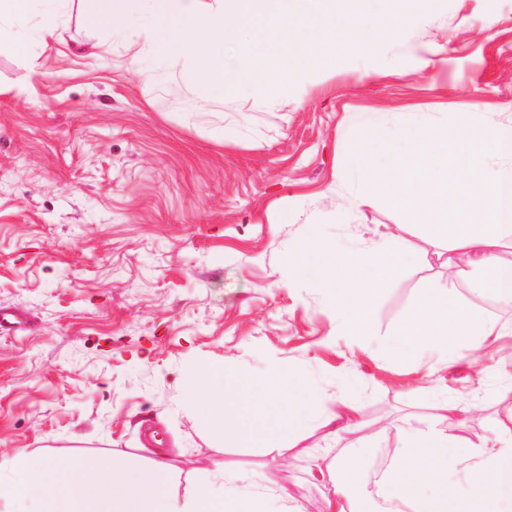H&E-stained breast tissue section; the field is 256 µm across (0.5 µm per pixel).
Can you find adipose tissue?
Returning a JSON list of instances; mask_svg holds the SVG:
<instances>
[{
  "label": "adipose tissue",
  "instance_id": "1",
  "mask_svg": "<svg viewBox=\"0 0 512 512\" xmlns=\"http://www.w3.org/2000/svg\"><path fill=\"white\" fill-rule=\"evenodd\" d=\"M70 0H0V33L13 35L17 54L28 52L26 35L18 22L36 10L57 18ZM440 0H386L380 25L386 35L398 37L403 26L419 15L433 13ZM395 138H384L369 123L348 132L351 166L370 191L358 195L357 206L382 196L429 228L435 239L463 252L473 272L492 274L493 292L504 305L512 304V262L500 250L512 246V165L489 170L488 154L512 158V123L478 126L472 113L457 114L451 123L430 124L412 116L398 118ZM381 144L387 166L372 163V146ZM467 178H459V170ZM401 254L393 238L347 255L327 248L321 236L298 243L288 253V267L296 273L312 270L313 281L335 310L339 330L361 345H371L373 301L395 272ZM497 317L479 313L471 304L453 299L447 290L421 288L411 310L394 332L393 352L402 356L416 347L448 351L449 362L465 361L485 374L481 354L507 333ZM301 385L283 367L274 366L250 383L228 374L223 365L193 368L187 377L186 398L202 420L214 429L233 425L241 441L255 432L247 418L254 395L269 407L263 428L264 449L283 456L282 435L289 419L278 412L281 404L298 401ZM437 415L421 425L411 417L365 422L356 404L342 397L325 398L319 426L325 450L312 456L311 478L326 485L323 512H373L372 497L385 512H512V410L496 417L494 436L477 440L467 429L468 417L479 412L476 403L458 405L438 398ZM384 438L398 433L399 447L376 493L343 479V472L360 470V450L366 433ZM457 449L449 461V449ZM456 464L463 484L448 477ZM13 477L0 480V499L28 504L32 512H304L291 488L274 477L261 486H244L239 471L223 468L209 482L191 484L185 495L172 486L165 463L145 470L107 469L85 459L22 460L11 465Z\"/></svg>",
  "mask_w": 512,
  "mask_h": 512
}]
</instances>
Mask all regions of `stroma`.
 <instances>
[{"mask_svg": "<svg viewBox=\"0 0 512 512\" xmlns=\"http://www.w3.org/2000/svg\"><path fill=\"white\" fill-rule=\"evenodd\" d=\"M381 8L368 0L369 41L340 65L313 70L293 55L295 87L228 83L220 99L181 57L88 28L81 0L49 30L32 19L28 55L0 43V309L24 320L0 331V463L147 468L165 447L176 481L215 462L249 482L274 471L322 512L307 473L317 408L286 432L290 461L272 459L262 442L199 422L190 365L250 379L278 363L369 419L431 420L436 392L480 400L479 437L488 416L512 410V335L487 348V377L448 373L429 347L398 360L340 335L320 290L286 264L312 235L341 250L399 235L408 258L373 311L381 342L424 284L471 298L448 277L463 257L428 228L380 199L355 210L345 135L400 112L511 123L512 0H443L396 41L377 27Z\"/></svg>", "mask_w": 512, "mask_h": 512, "instance_id": "obj_1", "label": "stroma"}]
</instances>
